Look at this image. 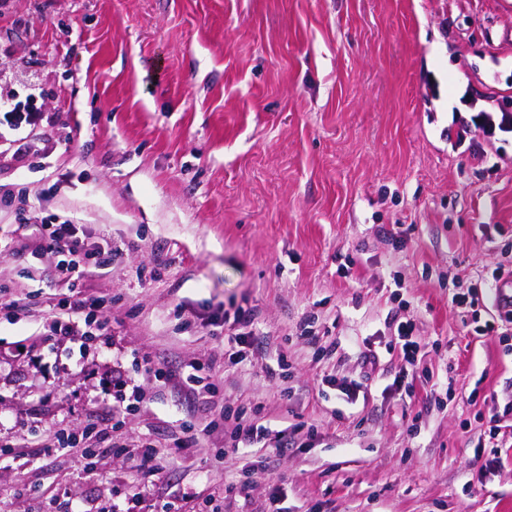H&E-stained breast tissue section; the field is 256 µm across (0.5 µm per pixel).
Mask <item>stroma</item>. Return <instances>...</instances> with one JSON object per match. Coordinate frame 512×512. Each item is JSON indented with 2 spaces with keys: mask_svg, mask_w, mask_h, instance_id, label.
<instances>
[{
  "mask_svg": "<svg viewBox=\"0 0 512 512\" xmlns=\"http://www.w3.org/2000/svg\"><path fill=\"white\" fill-rule=\"evenodd\" d=\"M33 89L36 134L0 125V286L25 299L0 313V512H512V453L474 461L512 403V324L477 337L493 293L453 301L512 266V0H0V100ZM67 219L114 253L83 281L112 301L83 353L34 251ZM241 306L256 344L228 366ZM401 320L454 379L440 403L391 386ZM368 345L364 395L323 383ZM211 364L218 408L185 394ZM241 412L269 436L234 452ZM297 424L317 437L276 455ZM53 428L79 447L42 450ZM171 452L162 448H143L139 453L138 466L149 476L163 473L166 464L170 462Z\"/></svg>",
  "mask_w": 512,
  "mask_h": 512,
  "instance_id": "stroma-1",
  "label": "stroma"
}]
</instances>
